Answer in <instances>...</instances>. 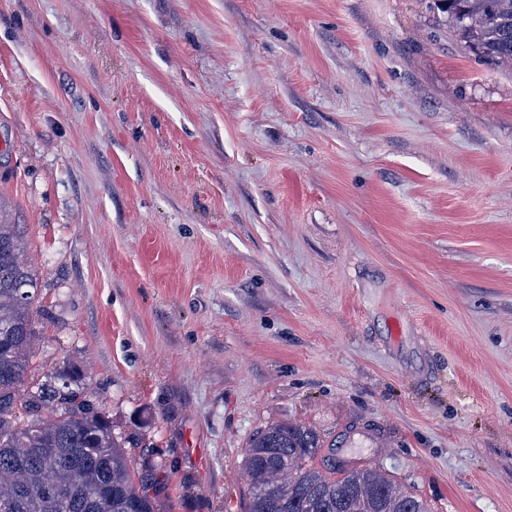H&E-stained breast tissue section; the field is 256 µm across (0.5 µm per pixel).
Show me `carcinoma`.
I'll use <instances>...</instances> for the list:
<instances>
[{
  "label": "carcinoma",
  "instance_id": "cac0c4a2",
  "mask_svg": "<svg viewBox=\"0 0 512 512\" xmlns=\"http://www.w3.org/2000/svg\"><path fill=\"white\" fill-rule=\"evenodd\" d=\"M480 61L512 65V0H432ZM38 288L19 224L0 219V512H164L153 470L136 474L112 424L67 361L34 378ZM320 436L299 424L260 431L245 456L246 512H431L371 465L328 472Z\"/></svg>",
  "mask_w": 512,
  "mask_h": 512
}]
</instances>
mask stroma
<instances>
[{"mask_svg": "<svg viewBox=\"0 0 512 512\" xmlns=\"http://www.w3.org/2000/svg\"><path fill=\"white\" fill-rule=\"evenodd\" d=\"M0 217L167 512L278 422L512 512V68L427 0H0Z\"/></svg>", "mask_w": 512, "mask_h": 512, "instance_id": "35a3bbf8", "label": "stroma"}]
</instances>
